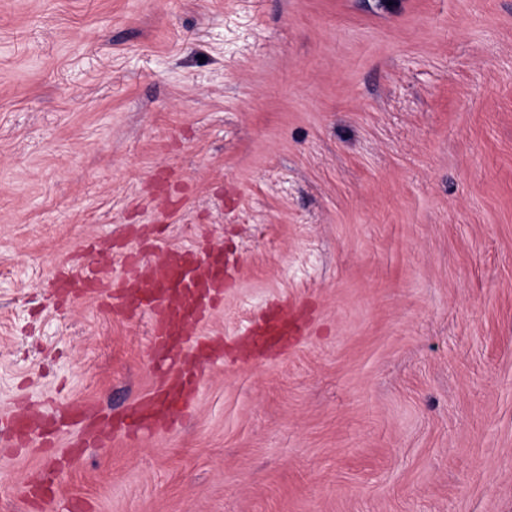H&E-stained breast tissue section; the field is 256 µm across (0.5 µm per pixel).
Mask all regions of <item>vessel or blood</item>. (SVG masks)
<instances>
[{
	"instance_id": "vessel-or-blood-1",
	"label": "vessel or blood",
	"mask_w": 512,
	"mask_h": 512,
	"mask_svg": "<svg viewBox=\"0 0 512 512\" xmlns=\"http://www.w3.org/2000/svg\"><path fill=\"white\" fill-rule=\"evenodd\" d=\"M145 263L138 252L124 255L121 274L108 276L88 262L80 271L60 275L55 280L59 294H76L104 305L119 304L146 317L152 326L151 346L168 362L169 378L162 401L147 397L134 403L128 415L129 433L154 428L161 420L189 406L199 389V372L185 368L183 352L188 340L184 327L206 319L224 300L227 277L224 273V247L212 245L202 250L173 249L151 271V289H144L135 272ZM261 345L287 341L289 332L264 321L254 330ZM15 449L26 448L34 430H41L42 444L53 447L56 434L49 425H38L33 417L16 416L5 426Z\"/></svg>"
}]
</instances>
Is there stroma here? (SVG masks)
Listing matches in <instances>:
<instances>
[{"instance_id":"obj_1","label":"stroma","mask_w":512,"mask_h":512,"mask_svg":"<svg viewBox=\"0 0 512 512\" xmlns=\"http://www.w3.org/2000/svg\"><path fill=\"white\" fill-rule=\"evenodd\" d=\"M214 241L223 357L126 436L149 322L53 281ZM86 406L0 512H512V0H0V417ZM273 319H268L256 326L249 336H260L258 341L259 348L267 345H274L288 341V335H295L296 330L291 328L289 331L272 323Z\"/></svg>"}]
</instances>
